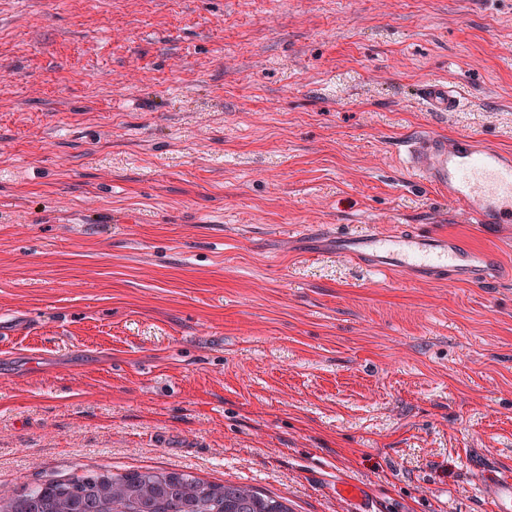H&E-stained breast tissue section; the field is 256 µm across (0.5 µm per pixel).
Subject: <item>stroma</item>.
Listing matches in <instances>:
<instances>
[{
  "label": "stroma",
  "mask_w": 512,
  "mask_h": 512,
  "mask_svg": "<svg viewBox=\"0 0 512 512\" xmlns=\"http://www.w3.org/2000/svg\"><path fill=\"white\" fill-rule=\"evenodd\" d=\"M421 133L512 151V0H0V493L152 467L491 512L512 223L412 176ZM367 224L435 225L497 283L330 253ZM420 94L431 112H453L458 106L453 87L448 84H429L421 89Z\"/></svg>",
  "instance_id": "35a3bbf8"
}]
</instances>
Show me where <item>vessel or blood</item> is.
Segmentation results:
<instances>
[{
    "mask_svg": "<svg viewBox=\"0 0 512 512\" xmlns=\"http://www.w3.org/2000/svg\"><path fill=\"white\" fill-rule=\"evenodd\" d=\"M433 112L455 111L451 86L433 83L421 90ZM406 168L432 187L447 193L478 225L512 223V154L462 135L446 139L419 134L397 146ZM332 252L377 275L403 272L417 278H463L486 285L496 266L482 251L462 248L453 240L417 229L385 231L371 224L336 236ZM494 512H512V478L492 485Z\"/></svg>",
    "mask_w": 512,
    "mask_h": 512,
    "instance_id": "b4317fda",
    "label": "vessel or blood"
}]
</instances>
